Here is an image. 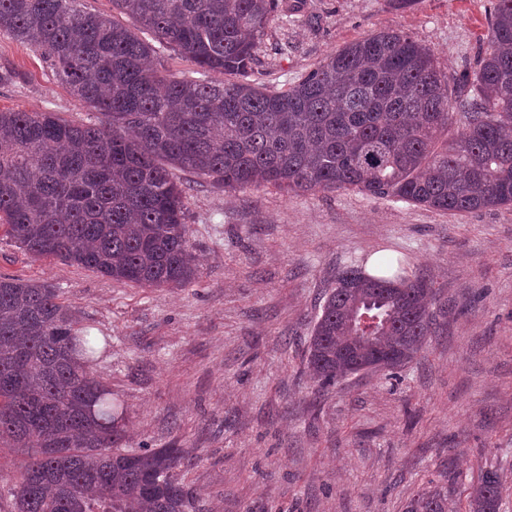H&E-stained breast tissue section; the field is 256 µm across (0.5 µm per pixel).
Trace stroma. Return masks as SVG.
<instances>
[{
  "label": "stroma",
  "mask_w": 512,
  "mask_h": 512,
  "mask_svg": "<svg viewBox=\"0 0 512 512\" xmlns=\"http://www.w3.org/2000/svg\"><path fill=\"white\" fill-rule=\"evenodd\" d=\"M489 0H297L269 24L251 79L285 89L345 44L398 29L448 74L476 64ZM0 110L86 124L30 46L0 34ZM195 281L141 287L0 236V277L45 284L100 340L90 370L126 447L183 451L197 512H404L443 486L464 512L481 470L512 512V206L449 215L356 191L229 190L183 172ZM384 252L437 293L425 349L322 388L305 352L337 274Z\"/></svg>",
  "instance_id": "obj_1"
}]
</instances>
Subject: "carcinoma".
Listing matches in <instances>:
<instances>
[{
	"instance_id": "carcinoma-1",
	"label": "carcinoma",
	"mask_w": 512,
	"mask_h": 512,
	"mask_svg": "<svg viewBox=\"0 0 512 512\" xmlns=\"http://www.w3.org/2000/svg\"><path fill=\"white\" fill-rule=\"evenodd\" d=\"M0 0V34L31 46L100 118L0 110V229L38 258L145 287L185 286L186 190H358L450 215L512 205V0H490L476 67L448 75L401 31L345 44L284 91L250 80L280 0ZM130 23L125 24L120 18ZM203 78L178 77L158 48ZM219 74L220 80L208 78ZM436 292L350 267L325 292L306 366L322 386L413 359L435 332ZM45 285L0 278V445L32 448L13 512H195L181 449L121 447L112 390L88 370L95 336ZM487 470L469 512H498ZM406 512H452L424 487Z\"/></svg>"
}]
</instances>
